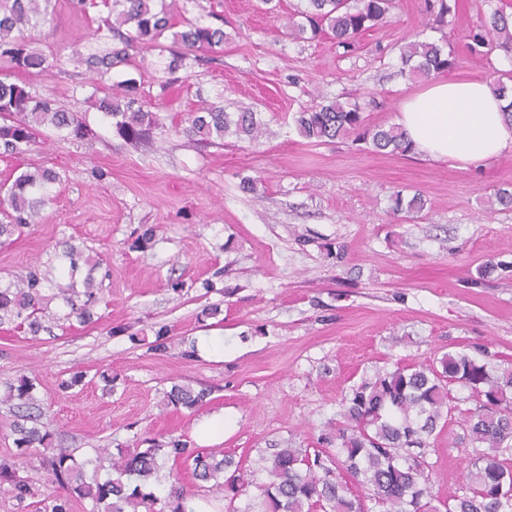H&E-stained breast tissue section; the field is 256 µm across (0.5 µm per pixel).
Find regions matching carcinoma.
<instances>
[{
  "mask_svg": "<svg viewBox=\"0 0 512 512\" xmlns=\"http://www.w3.org/2000/svg\"><path fill=\"white\" fill-rule=\"evenodd\" d=\"M198 0H102L109 9L94 36L106 49L81 58L101 74L131 62L130 51L144 46H164L171 40V60L165 66L166 83L178 79L185 60L196 51L214 50L224 44V29L189 16L188 5ZM308 6L296 12L289 35L315 39L323 33L348 47L361 33L386 22L395 0H306ZM426 16L443 31L454 24L449 0H424ZM53 0H0V61L15 71L42 68L47 58L33 46L28 30L50 23ZM180 30H175V27ZM465 38L476 57L494 48L512 52V16L501 9L481 14L469 26ZM401 62L409 67L408 77H431L455 67V57L444 47L414 41L404 47ZM96 106L115 120L120 136L138 141L157 125L156 113L142 100L139 85L130 78L118 82L112 92L97 99ZM295 122L303 137L322 144L354 137L382 154L412 151L400 127L365 124L359 104L338 100L319 102L298 113ZM50 127L66 138L85 136L83 120L57 106L51 98L35 97L25 87L0 80V142L5 150L19 153L34 138L37 128ZM251 141L261 134L255 113L243 110L230 115L212 104L200 106L189 118L188 133L202 140L224 139L228 132ZM57 174L45 169L22 173L8 189V208L0 211V238H10L35 223L40 200ZM424 207L418 195L405 201L396 195L393 214L417 213ZM52 282L49 271L33 268L15 288L0 289V324L22 320L36 336L44 329L40 288ZM58 293L70 307L67 318L80 322L91 319L97 289L86 283L82 292L58 286ZM469 390L478 403L463 419L461 399L451 386ZM209 392L202 388L172 386L166 393L174 407L193 409L203 404ZM0 403L9 406L8 425L16 449L14 457L33 456L48 474V488L39 491L18 475L16 462L0 461V485L10 486L20 512H72L73 503L92 502V512H193L192 495L171 486L160 498L142 491V485L157 479L164 461L191 463L196 479L208 482L224 479L227 512H233L237 496L252 485L248 472L221 448L203 452L182 436L154 441L146 448H119L111 454L106 478L93 470L86 475L90 459L80 460L76 451L52 447L54 432L39 424L43 414L35 380L21 376L8 386ZM342 422L326 438L336 444L334 455L310 457L304 448H276L265 459L269 480L257 486L258 512H368L363 499L351 494L348 482L368 488L380 512H512V465L500 452L512 448V365H492L464 350L448 352L430 364L398 365L384 370L350 389L341 401ZM461 422L463 439L475 455L467 464L465 491L448 500L432 493L426 474L428 463L415 448H426L436 430ZM32 502H27V499Z\"/></svg>",
  "mask_w": 512,
  "mask_h": 512,
  "instance_id": "1",
  "label": "carcinoma"
}]
</instances>
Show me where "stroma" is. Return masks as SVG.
I'll return each mask as SVG.
<instances>
[{"label":"stroma","mask_w":512,"mask_h":512,"mask_svg":"<svg viewBox=\"0 0 512 512\" xmlns=\"http://www.w3.org/2000/svg\"><path fill=\"white\" fill-rule=\"evenodd\" d=\"M299 4L280 0L269 13L261 0H223V46L187 59L164 87L165 51L134 53L104 75L71 62L73 50H99L92 32L107 10L76 13L58 0L54 23L31 35L64 66L0 67V78L79 113L89 130L65 140L48 129L22 153L0 149V181L38 168L61 176L39 222L0 245V288L30 267H61L73 248L84 257L75 288L89 277L101 290L90 322L63 319L54 300L38 335L0 324V392L37 377L56 445L92 459L146 439L194 440L201 418L223 412L221 448L255 473L238 512H251L272 449H323L362 379L462 349L512 363V208L495 200L512 187V151L464 170L416 152L379 155L349 138L314 145L294 122L324 96L358 101L367 124H394L401 103L428 84L400 75V47L440 37L423 0H397L389 22L350 49L289 38ZM452 48L449 78L492 84L512 74L503 50L475 59L462 37ZM127 78L158 118L143 143L122 138L91 101ZM205 103L253 108L263 136L220 146L188 137V117ZM245 176L258 178L256 191L241 189ZM399 191L420 194L424 210L393 215ZM146 232L151 243L138 248ZM489 261L498 269L481 277ZM161 332L167 347L158 350ZM207 338L219 350L206 358L192 347ZM75 371L84 385L61 393L59 379ZM176 384L207 389L205 404L165 405ZM472 455L447 435L435 439L424 454L435 495L461 494Z\"/></svg>","instance_id":"35a3bbf8"}]
</instances>
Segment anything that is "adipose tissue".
Instances as JSON below:
<instances>
[{
    "label": "adipose tissue",
    "mask_w": 512,
    "mask_h": 512,
    "mask_svg": "<svg viewBox=\"0 0 512 512\" xmlns=\"http://www.w3.org/2000/svg\"><path fill=\"white\" fill-rule=\"evenodd\" d=\"M506 104L484 82L438 80L403 101L397 123L417 152L466 169L512 150Z\"/></svg>",
    "instance_id": "adipose-tissue-1"
}]
</instances>
